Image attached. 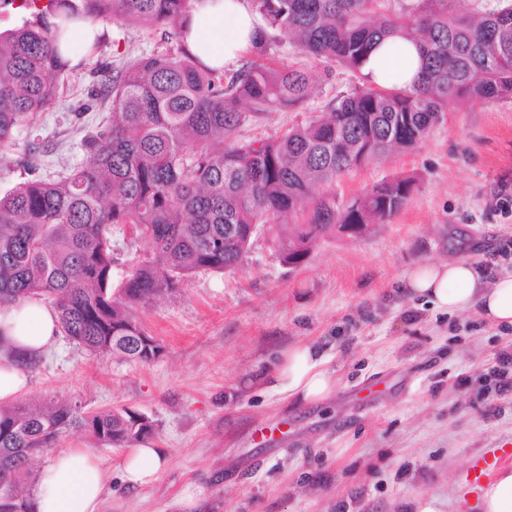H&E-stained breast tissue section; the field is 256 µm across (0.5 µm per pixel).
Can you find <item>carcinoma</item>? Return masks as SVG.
Returning a JSON list of instances; mask_svg holds the SVG:
<instances>
[{
	"mask_svg": "<svg viewBox=\"0 0 512 512\" xmlns=\"http://www.w3.org/2000/svg\"><path fill=\"white\" fill-rule=\"evenodd\" d=\"M261 19L256 60L228 74L200 64L185 41L126 62L95 94L111 122L80 141L92 162L18 183L0 195V307L39 297L61 332L96 356L148 363L156 339L138 307L174 292L200 270L236 269L249 246L224 245L242 224H281L283 262L299 266L336 224H383L415 191L398 177L363 193L357 209L336 203V179L352 168L417 147L448 101L512 98V0L482 10L478 0H250ZM195 0H22L31 19L0 32V146L55 99L54 78L69 60L61 27L49 17L171 28L181 35ZM299 54L350 73L348 93L323 115L274 140L239 139L249 122L298 110L320 75L270 59L276 36ZM419 42L420 76L410 86H379L362 71L391 37ZM302 215L303 222L289 227ZM127 227L150 245L112 287L118 264L113 230ZM81 429L113 448L155 432L128 409L85 412L78 404L0 406V512H26L29 465L57 437Z\"/></svg>",
	"mask_w": 512,
	"mask_h": 512,
	"instance_id": "carcinoma-1",
	"label": "carcinoma"
}]
</instances>
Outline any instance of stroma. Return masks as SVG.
Listing matches in <instances>:
<instances>
[{
    "label": "stroma",
    "mask_w": 512,
    "mask_h": 512,
    "mask_svg": "<svg viewBox=\"0 0 512 512\" xmlns=\"http://www.w3.org/2000/svg\"><path fill=\"white\" fill-rule=\"evenodd\" d=\"M96 53L59 79V97L0 148V192L85 165V127L110 115L93 90L109 64L175 47L174 32L107 21ZM325 73L305 108L244 127L270 139L347 91ZM89 105L83 118L78 106ZM414 178L407 205L358 240L329 233L305 264L281 262L280 227L262 226L241 266L201 271L138 308L163 347L146 364L95 357L58 339L33 370L24 401L128 408L155 423L170 463L150 486L113 483L104 512H171L185 485H203L211 512H478L475 457L512 448V329L478 311L447 314L398 289L421 261L462 257L512 270V99L449 102L416 148L397 150L336 183L345 205L374 184ZM308 343L329 358L334 393L300 403L252 385L284 351Z\"/></svg>",
    "instance_id": "stroma-1"
}]
</instances>
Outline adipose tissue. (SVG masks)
Masks as SVG:
<instances>
[{
	"label": "adipose tissue",
	"instance_id": "ef3b65f1",
	"mask_svg": "<svg viewBox=\"0 0 512 512\" xmlns=\"http://www.w3.org/2000/svg\"><path fill=\"white\" fill-rule=\"evenodd\" d=\"M259 24L247 0H196L187 42L213 68L232 69L250 49ZM420 69L416 45L395 37L374 50L363 66L378 84H412ZM401 292L420 297L443 312L478 310L489 322L512 326V271L487 277L466 259L418 262L402 278ZM55 311L30 297L0 309V404L23 395L33 364L57 340ZM327 358L315 347L297 345L284 353L274 378L265 386L303 403L328 398L335 385ZM165 449L141 442L123 449L118 462L104 460L88 448L58 449L43 466L29 491V512H103L113 478L137 491L152 485L168 466Z\"/></svg>",
	"mask_w": 512,
	"mask_h": 512
}]
</instances>
